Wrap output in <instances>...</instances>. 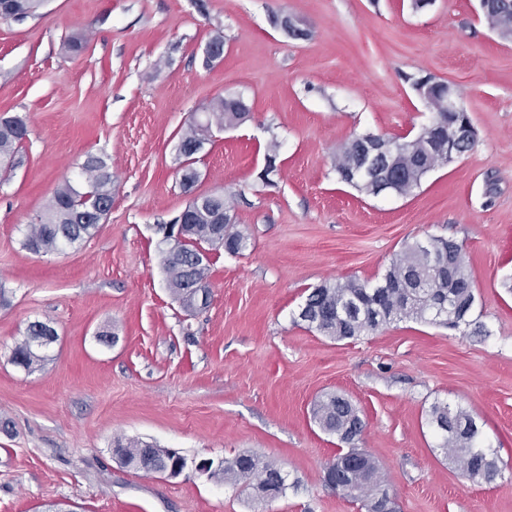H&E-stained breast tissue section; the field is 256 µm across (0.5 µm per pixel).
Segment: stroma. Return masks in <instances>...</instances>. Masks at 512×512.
<instances>
[{
  "instance_id": "35a3bbf8",
  "label": "stroma",
  "mask_w": 512,
  "mask_h": 512,
  "mask_svg": "<svg viewBox=\"0 0 512 512\" xmlns=\"http://www.w3.org/2000/svg\"><path fill=\"white\" fill-rule=\"evenodd\" d=\"M286 17L307 38L288 36ZM216 36L224 54L205 63ZM426 76L456 88L472 149L405 196L342 182L343 143L428 122L414 90ZM228 95L251 116L213 129L185 191L180 136ZM0 116L28 126L23 163L0 178V421L12 424L0 512H362L324 482L339 442L312 407L328 393L357 407L358 446L397 512H512V41L478 0H45L0 20ZM93 157L113 181L97 233L60 254L26 250L32 218L63 182L81 186ZM216 192L249 246L212 254L210 304L190 315L166 284L163 228ZM432 236L470 255V326L405 319L336 341L297 321L313 288L376 282ZM35 320L57 339L29 373L10 356ZM106 330L115 343L97 340ZM436 403L476 418L494 481L448 460ZM119 439L190 462L258 454L288 488L267 502L191 466L144 475L113 457Z\"/></svg>"
}]
</instances>
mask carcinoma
Instances as JSON below:
<instances>
[{
	"label": "carcinoma",
	"mask_w": 512,
	"mask_h": 512,
	"mask_svg": "<svg viewBox=\"0 0 512 512\" xmlns=\"http://www.w3.org/2000/svg\"><path fill=\"white\" fill-rule=\"evenodd\" d=\"M44 0H0V19H20L34 14ZM249 107L242 99L219 97L210 105L202 119L194 118L180 136L179 145H204L209 129L222 128L243 122ZM453 116L446 112L433 114L430 124L419 132V139H380L387 151L388 162L364 176L356 185L371 193L374 186L401 195L410 193L425 176L427 141L438 133V127ZM28 136L26 122L18 117L0 119V162L5 169L15 167L16 155ZM365 151L364 142L354 138L341 145L336 155V172L346 180V171L360 163ZM84 191L69 183L63 184L46 208L36 215L23 245L35 254L61 252L67 246L88 239L96 233L98 225L112 207V173L97 158L83 166ZM224 212V198L214 196L205 205L195 207L184 224L183 238L177 244L175 256H164L163 266L167 285L172 295L187 310L196 309L191 288L208 279L209 260L200 258V251L224 249L231 255L247 247V237L233 224H220L218 217ZM224 234V246L214 242ZM470 258L463 245L443 238L429 240L428 249L415 243L397 253L385 274L374 284L348 280L322 285L313 289L300 307L298 318L307 327L336 341L355 340L395 321L403 319L448 322L444 309L457 308L454 326L470 324L475 296L471 288ZM57 336L53 327L42 321L30 323L26 336L12 352L10 361L29 372L42 365L44 330ZM358 409L347 398L336 393L327 395L313 408V419L319 427L337 436L341 443L350 437ZM430 424L443 439L442 448L456 463L459 470L472 479L491 482L498 475L495 453L481 444V430L475 419L461 408L435 404L429 411ZM124 449L129 468L146 474H161L171 466L182 464L186 457H175L167 448L140 440L116 441ZM211 477L244 483L254 489L260 498L276 499L288 488L286 475L273 462L254 455L241 454L224 461V465L211 473ZM343 493L364 504L387 493L383 488L379 469L356 468L346 474Z\"/></svg>",
	"instance_id": "1"
}]
</instances>
